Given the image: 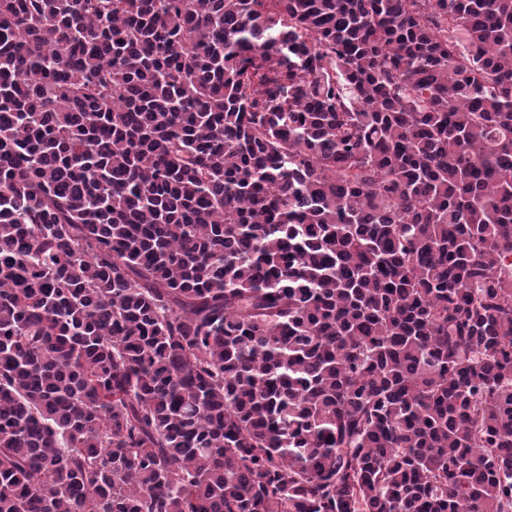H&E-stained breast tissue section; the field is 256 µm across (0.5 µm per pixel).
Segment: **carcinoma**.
Here are the masks:
<instances>
[{
    "instance_id": "obj_1",
    "label": "carcinoma",
    "mask_w": 512,
    "mask_h": 512,
    "mask_svg": "<svg viewBox=\"0 0 512 512\" xmlns=\"http://www.w3.org/2000/svg\"><path fill=\"white\" fill-rule=\"evenodd\" d=\"M0 512H512V0H0Z\"/></svg>"
}]
</instances>
